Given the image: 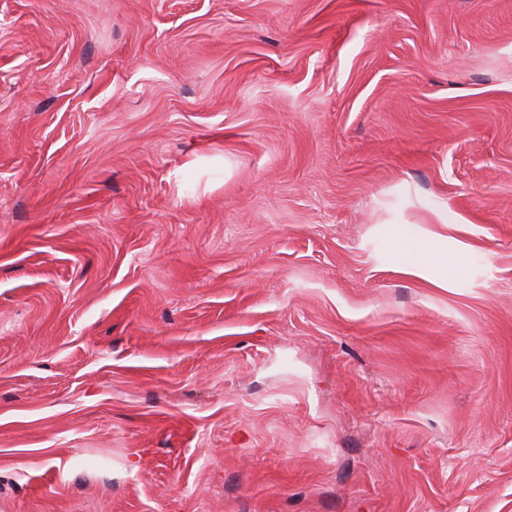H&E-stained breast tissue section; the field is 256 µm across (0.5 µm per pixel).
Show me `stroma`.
<instances>
[{"label":"stroma","instance_id":"1","mask_svg":"<svg viewBox=\"0 0 512 512\" xmlns=\"http://www.w3.org/2000/svg\"><path fill=\"white\" fill-rule=\"evenodd\" d=\"M0 512H512V0H0Z\"/></svg>","mask_w":512,"mask_h":512}]
</instances>
